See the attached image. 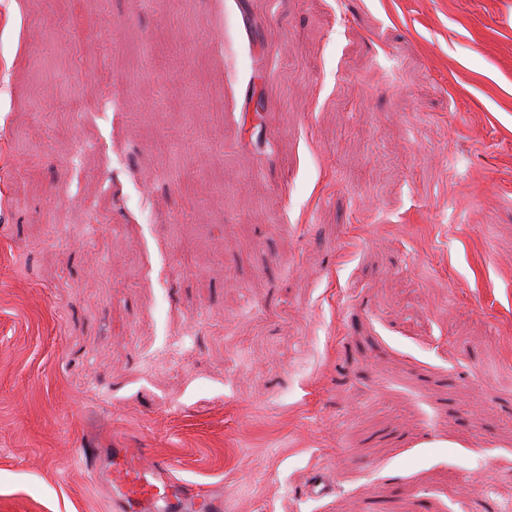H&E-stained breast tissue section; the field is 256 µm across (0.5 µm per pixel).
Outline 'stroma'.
Instances as JSON below:
<instances>
[{"label": "stroma", "mask_w": 512, "mask_h": 512, "mask_svg": "<svg viewBox=\"0 0 512 512\" xmlns=\"http://www.w3.org/2000/svg\"><path fill=\"white\" fill-rule=\"evenodd\" d=\"M88 448L512 496V0H0V512H109Z\"/></svg>", "instance_id": "35a3bbf8"}]
</instances>
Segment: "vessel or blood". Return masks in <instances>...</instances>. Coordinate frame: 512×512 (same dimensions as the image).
Segmentation results:
<instances>
[{"label":"vessel or blood","instance_id":"b4317fda","mask_svg":"<svg viewBox=\"0 0 512 512\" xmlns=\"http://www.w3.org/2000/svg\"><path fill=\"white\" fill-rule=\"evenodd\" d=\"M93 457L108 466L111 512H224L223 497L175 479L166 461L144 464L127 448L97 450Z\"/></svg>","mask_w":512,"mask_h":512}]
</instances>
